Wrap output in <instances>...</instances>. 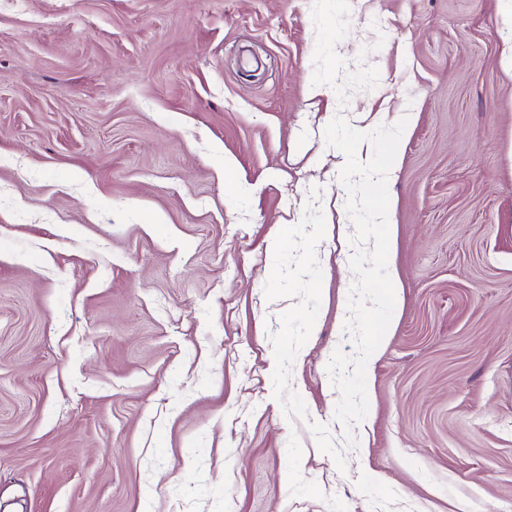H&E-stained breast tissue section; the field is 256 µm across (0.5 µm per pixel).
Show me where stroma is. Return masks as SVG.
I'll return each mask as SVG.
<instances>
[{
	"mask_svg": "<svg viewBox=\"0 0 512 512\" xmlns=\"http://www.w3.org/2000/svg\"><path fill=\"white\" fill-rule=\"evenodd\" d=\"M509 40L512 0H0V512H512ZM408 126L409 120L396 128L386 157L378 153L375 154L363 142L360 143L354 151L349 170L365 175L372 182L373 186H383L389 179L392 169L396 164L399 148Z\"/></svg>",
	"mask_w": 512,
	"mask_h": 512,
	"instance_id": "1",
	"label": "stroma"
}]
</instances>
